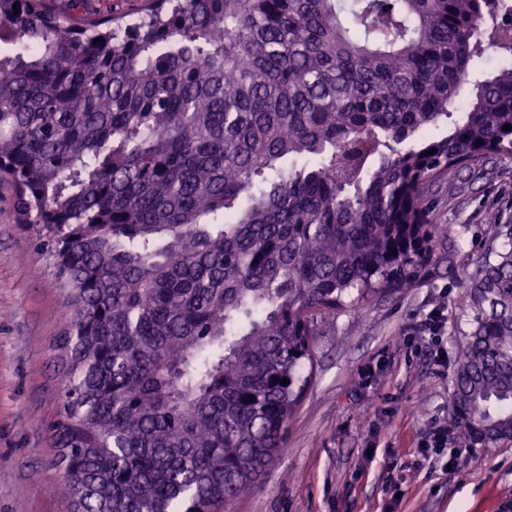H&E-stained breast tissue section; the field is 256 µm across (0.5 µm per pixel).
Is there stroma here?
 <instances>
[{
    "mask_svg": "<svg viewBox=\"0 0 512 512\" xmlns=\"http://www.w3.org/2000/svg\"><path fill=\"white\" fill-rule=\"evenodd\" d=\"M0 185V512H69L57 489L51 425L63 367L54 348L65 294L13 216ZM435 215L478 255L489 212L512 221V166L489 161L451 176ZM448 304V353L468 308L463 277L440 268L415 288L337 310L315 344V379L288 426L286 451L229 512H512V443L467 447L451 428L450 372H438L418 329ZM448 430L442 454L421 445Z\"/></svg>",
    "mask_w": 512,
    "mask_h": 512,
    "instance_id": "1",
    "label": "stroma"
}]
</instances>
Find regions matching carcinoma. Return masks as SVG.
I'll return each mask as SVG.
<instances>
[{
	"label": "carcinoma",
	"mask_w": 512,
	"mask_h": 512,
	"mask_svg": "<svg viewBox=\"0 0 512 512\" xmlns=\"http://www.w3.org/2000/svg\"><path fill=\"white\" fill-rule=\"evenodd\" d=\"M495 2L0 0V183L72 310V512H222L285 452L321 323L456 268L430 194L512 161ZM486 224L449 403L470 448L512 442V223Z\"/></svg>",
	"instance_id": "obj_1"
}]
</instances>
